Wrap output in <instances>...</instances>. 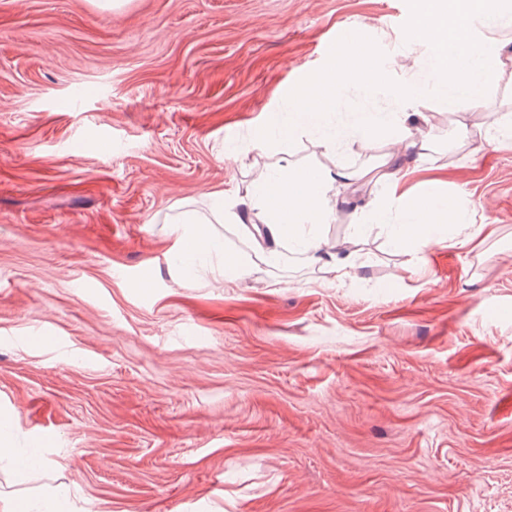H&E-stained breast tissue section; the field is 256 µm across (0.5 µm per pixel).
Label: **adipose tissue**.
<instances>
[{
  "label": "adipose tissue",
  "instance_id": "ef3b65f1",
  "mask_svg": "<svg viewBox=\"0 0 512 512\" xmlns=\"http://www.w3.org/2000/svg\"><path fill=\"white\" fill-rule=\"evenodd\" d=\"M485 15L499 18L495 31L479 32L466 26L459 40L461 49L480 47L477 69L447 67L434 52L425 62L424 77L405 73L411 49L404 43L395 58L398 68L404 71L397 84H384L366 67L343 74L332 70L315 73L297 93L288 111L269 114L260 142H286L303 134L316 147L336 151L350 138L367 139L382 130L389 137L386 153L373 169L363 173L342 164L314 171L289 167L259 173L251 183L250 201L254 208L264 211L266 219L264 223L243 227L252 242L251 255L243 258L226 250L204 225L187 219L178 232L173 251L175 270L182 276L193 277L198 274L201 262L214 257L226 279H239L260 272L286 245L307 265L330 269L340 277L348 275L355 266L352 251L333 247L317 233L318 225L327 223L333 214L330 193L334 185L348 186L366 177L375 185L391 186L409 155L422 153L430 141L425 125L409 123L410 110L432 98L451 113L487 107L494 86L505 73L503 52L512 46V0H418L415 20L431 25L442 38L447 37L449 26ZM353 88L371 99L386 98V107L354 112L347 124L331 123L329 115L337 100ZM470 214L465 198H458L452 205L447 196L428 195L370 210L366 220L390 225L394 243L410 249L430 245L434 225L466 224ZM16 430L14 421H0V461H6L22 481L39 482L47 463L34 460L32 454L15 452Z\"/></svg>",
  "mask_w": 512,
  "mask_h": 512
}]
</instances>
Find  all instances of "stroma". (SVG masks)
<instances>
[{
  "label": "stroma",
  "instance_id": "1",
  "mask_svg": "<svg viewBox=\"0 0 512 512\" xmlns=\"http://www.w3.org/2000/svg\"><path fill=\"white\" fill-rule=\"evenodd\" d=\"M415 0H0V418L40 444V496L71 512H512V144L433 142L396 187L463 194L464 248L402 251L331 193L322 237L355 274L298 256L227 281L178 275L173 218L229 250L254 173L358 169L341 152L260 144L295 84L340 69L342 42L386 60ZM111 147H100L102 138ZM224 195L223 216L211 210Z\"/></svg>",
  "mask_w": 512,
  "mask_h": 512
}]
</instances>
